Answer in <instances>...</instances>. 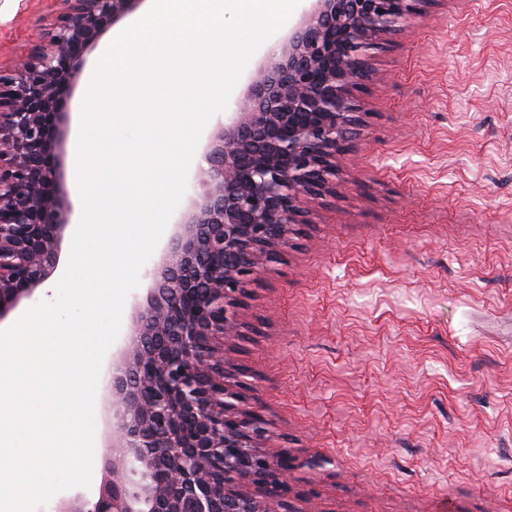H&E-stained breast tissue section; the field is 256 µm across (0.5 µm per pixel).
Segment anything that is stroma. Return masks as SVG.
<instances>
[{
    "label": "stroma",
    "mask_w": 512,
    "mask_h": 512,
    "mask_svg": "<svg viewBox=\"0 0 512 512\" xmlns=\"http://www.w3.org/2000/svg\"><path fill=\"white\" fill-rule=\"evenodd\" d=\"M57 0H0V65ZM334 196L263 258L227 383L293 512H512V0L375 40Z\"/></svg>",
    "instance_id": "stroma-1"
}]
</instances>
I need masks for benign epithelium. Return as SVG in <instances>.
Returning a JSON list of instances; mask_svg holds the SVG:
<instances>
[{
    "label": "benign epithelium",
    "instance_id": "obj_1",
    "mask_svg": "<svg viewBox=\"0 0 512 512\" xmlns=\"http://www.w3.org/2000/svg\"><path fill=\"white\" fill-rule=\"evenodd\" d=\"M47 40L0 69V325L56 272L73 207L58 173L62 108L87 53L143 0H61ZM271 50L229 123L204 146L201 193L175 224L146 302L103 388L108 451L94 492L46 512H291L288 458L254 445L220 336L238 331L235 293L257 274L304 197L336 193L337 156L361 125L353 91L372 40L407 29L433 0H310Z\"/></svg>",
    "mask_w": 512,
    "mask_h": 512
}]
</instances>
